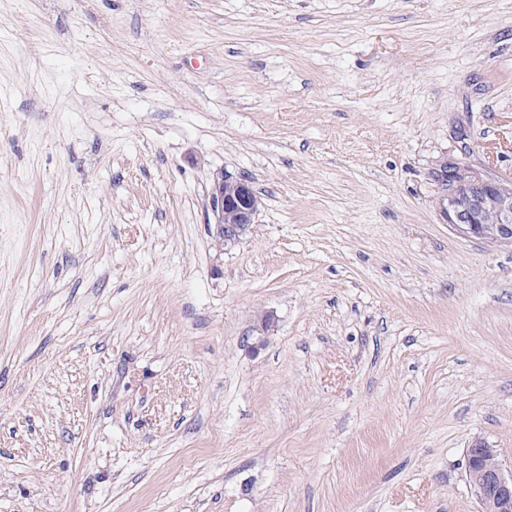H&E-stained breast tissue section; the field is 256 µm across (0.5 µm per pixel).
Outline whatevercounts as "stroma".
Returning <instances> with one entry per match:
<instances>
[{
    "mask_svg": "<svg viewBox=\"0 0 512 512\" xmlns=\"http://www.w3.org/2000/svg\"><path fill=\"white\" fill-rule=\"evenodd\" d=\"M446 164L512 179V0H0V512H477L512 247ZM437 177L446 191L441 212L457 234L512 246V180L488 179L467 167L447 165ZM209 202L215 218V243L222 250L230 249L250 232L259 199L249 179L226 174L213 185Z\"/></svg>",
    "mask_w": 512,
    "mask_h": 512,
    "instance_id": "stroma-1",
    "label": "stroma"
}]
</instances>
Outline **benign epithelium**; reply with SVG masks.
I'll list each match as a JSON object with an SVG mask.
<instances>
[{
    "instance_id": "1",
    "label": "benign epithelium",
    "mask_w": 512,
    "mask_h": 512,
    "mask_svg": "<svg viewBox=\"0 0 512 512\" xmlns=\"http://www.w3.org/2000/svg\"><path fill=\"white\" fill-rule=\"evenodd\" d=\"M438 179L445 187L442 214L457 234L512 246V180L488 179L467 167L446 165ZM210 207L212 236L218 248L227 250L250 232L259 199L249 179L227 174L213 185ZM275 330L274 316L260 315L257 344L263 345ZM466 478L479 512H512V468H505L497 449L482 442L469 448Z\"/></svg>"
}]
</instances>
